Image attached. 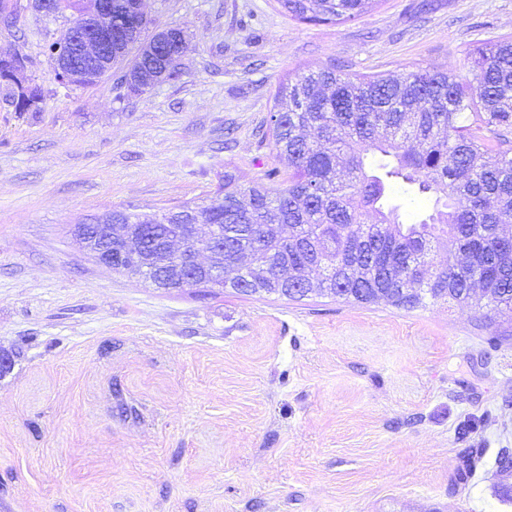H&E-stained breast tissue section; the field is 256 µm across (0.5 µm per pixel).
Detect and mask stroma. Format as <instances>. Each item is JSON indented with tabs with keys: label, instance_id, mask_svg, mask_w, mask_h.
Listing matches in <instances>:
<instances>
[{
	"label": "stroma",
	"instance_id": "stroma-1",
	"mask_svg": "<svg viewBox=\"0 0 512 512\" xmlns=\"http://www.w3.org/2000/svg\"><path fill=\"white\" fill-rule=\"evenodd\" d=\"M191 38L141 93L61 87L21 13L37 115L0 105V512H512V316L328 297L158 289L98 265L75 224L204 205L225 170L288 183L270 144L279 82L464 71L512 36V0H381L339 25L275 0H145ZM481 426L468 436L458 425ZM482 457L459 479L465 449Z\"/></svg>",
	"mask_w": 512,
	"mask_h": 512
}]
</instances>
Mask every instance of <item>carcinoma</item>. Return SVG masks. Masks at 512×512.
I'll list each match as a JSON object with an SVG mask.
<instances>
[{"instance_id":"carcinoma-1","label":"carcinoma","mask_w":512,"mask_h":512,"mask_svg":"<svg viewBox=\"0 0 512 512\" xmlns=\"http://www.w3.org/2000/svg\"><path fill=\"white\" fill-rule=\"evenodd\" d=\"M300 22L335 24L379 0H276ZM112 67L116 84L142 91L179 78L171 50L190 49L178 28L148 29L136 0H112ZM0 101L16 112L43 100L0 78ZM273 149L288 157V185L244 187L226 170L204 206L185 204L175 218L112 211V242L142 236L165 264L157 274L182 287L189 251L168 243L186 222L220 226L224 290L302 300L338 295L346 302L384 301L411 310L429 302L463 304L484 318L512 313V39L477 47L465 74L419 69L402 75H352L326 65L278 84L269 119ZM402 181L434 200L413 224L386 204ZM438 248L452 260L416 291L420 261ZM249 258L244 280L235 265Z\"/></svg>"}]
</instances>
